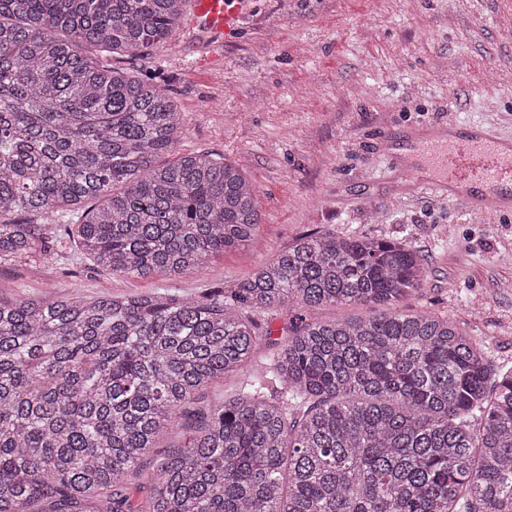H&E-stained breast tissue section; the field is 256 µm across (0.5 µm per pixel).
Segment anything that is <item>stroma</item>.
<instances>
[{
	"label": "stroma",
	"instance_id": "stroma-1",
	"mask_svg": "<svg viewBox=\"0 0 512 512\" xmlns=\"http://www.w3.org/2000/svg\"><path fill=\"white\" fill-rule=\"evenodd\" d=\"M209 66L188 27L128 72L156 74L184 119L177 152L236 166L262 224L245 249L171 277L104 274L59 257L0 266V300L63 283L95 298H197L233 287L309 235L404 240L428 264L405 301L458 323L512 369V215L485 218L427 191L402 193L385 141L411 127L481 123L512 137V0H254Z\"/></svg>",
	"mask_w": 512,
	"mask_h": 512
}]
</instances>
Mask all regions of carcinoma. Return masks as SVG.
Listing matches in <instances>:
<instances>
[{"label":"carcinoma","instance_id":"cac0c4a2","mask_svg":"<svg viewBox=\"0 0 512 512\" xmlns=\"http://www.w3.org/2000/svg\"><path fill=\"white\" fill-rule=\"evenodd\" d=\"M184 4L0 0V263L74 237L103 272L177 276L252 241L254 186L207 154L164 160L181 112L114 64ZM426 277L403 240L307 236L194 300L0 301V512H512V371L403 309ZM361 303L383 310L307 319ZM278 311L291 333L257 364ZM237 373V396L196 407Z\"/></svg>","mask_w":512,"mask_h":512}]
</instances>
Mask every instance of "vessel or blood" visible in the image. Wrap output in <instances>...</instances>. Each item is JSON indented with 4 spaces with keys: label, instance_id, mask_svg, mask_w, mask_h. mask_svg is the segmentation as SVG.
Returning a JSON list of instances; mask_svg holds the SVG:
<instances>
[{
    "label": "vessel or blood",
    "instance_id": "b4317fda",
    "mask_svg": "<svg viewBox=\"0 0 512 512\" xmlns=\"http://www.w3.org/2000/svg\"><path fill=\"white\" fill-rule=\"evenodd\" d=\"M251 0H192L185 20L212 43L240 31ZM403 150L391 153L407 190L423 189L462 202L477 214L512 212V140L478 126L456 134L430 125L407 130Z\"/></svg>",
    "mask_w": 512,
    "mask_h": 512
}]
</instances>
